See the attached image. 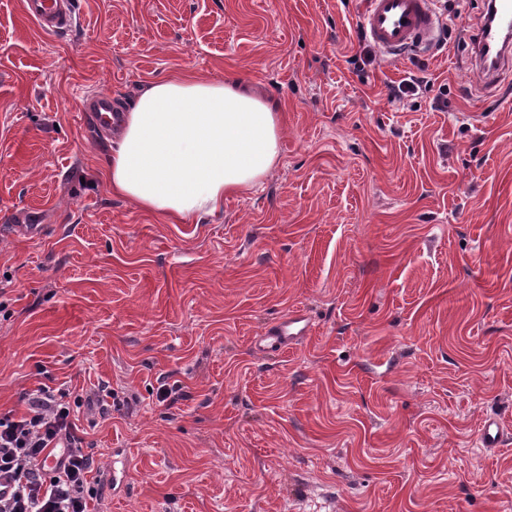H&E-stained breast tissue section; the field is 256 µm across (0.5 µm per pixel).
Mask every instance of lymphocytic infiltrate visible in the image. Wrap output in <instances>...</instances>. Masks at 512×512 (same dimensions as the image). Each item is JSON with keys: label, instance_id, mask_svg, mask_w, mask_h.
Wrapping results in <instances>:
<instances>
[{"label": "lymphocytic infiltrate", "instance_id": "obj_1", "mask_svg": "<svg viewBox=\"0 0 512 512\" xmlns=\"http://www.w3.org/2000/svg\"><path fill=\"white\" fill-rule=\"evenodd\" d=\"M22 416H0V512H90L96 461L78 435L74 409L44 386Z\"/></svg>", "mask_w": 512, "mask_h": 512}]
</instances>
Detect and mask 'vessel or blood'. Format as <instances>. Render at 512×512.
Here are the masks:
<instances>
[{
  "label": "vessel or blood",
  "instance_id": "obj_1",
  "mask_svg": "<svg viewBox=\"0 0 512 512\" xmlns=\"http://www.w3.org/2000/svg\"><path fill=\"white\" fill-rule=\"evenodd\" d=\"M435 4L436 0H367L360 24L376 48L395 57L434 38L439 27ZM23 6L44 33L61 32L72 24V0H24ZM483 12L493 20L489 26L476 27L471 46L478 61L477 79L492 87L502 71L512 67V0H485ZM84 109L91 112L96 126L111 127L114 110L110 98L93 96ZM310 328L309 319L295 312L266 330L261 340L265 349L280 351L306 336ZM506 438L507 430L498 420L485 419L478 435L482 447H498Z\"/></svg>",
  "mask_w": 512,
  "mask_h": 512
}]
</instances>
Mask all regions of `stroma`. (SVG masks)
Returning <instances> with one entry per match:
<instances>
[{"mask_svg":"<svg viewBox=\"0 0 512 512\" xmlns=\"http://www.w3.org/2000/svg\"><path fill=\"white\" fill-rule=\"evenodd\" d=\"M48 35L0 0V415L91 395L94 512H512V72L361 48L365 0H73ZM184 71L277 99L280 159L202 222L114 196L84 123ZM427 76L401 101L389 89ZM300 311L308 336L262 352ZM171 389V400L158 394ZM80 112H91L93 121L99 128H112V116L116 115L111 99L103 95L93 96ZM507 438V429L495 418H486L478 439L482 447L497 448Z\"/></svg>","mask_w":512,"mask_h":512,"instance_id":"stroma-1","label":"stroma"}]
</instances>
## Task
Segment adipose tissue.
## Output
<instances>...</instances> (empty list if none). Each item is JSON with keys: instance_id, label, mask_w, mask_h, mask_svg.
Masks as SVG:
<instances>
[{"instance_id": "ef3b65f1", "label": "adipose tissue", "mask_w": 512, "mask_h": 512, "mask_svg": "<svg viewBox=\"0 0 512 512\" xmlns=\"http://www.w3.org/2000/svg\"><path fill=\"white\" fill-rule=\"evenodd\" d=\"M278 103L230 79L151 81L121 116L100 178L113 195L170 224L200 220L262 183L280 154Z\"/></svg>"}]
</instances>
